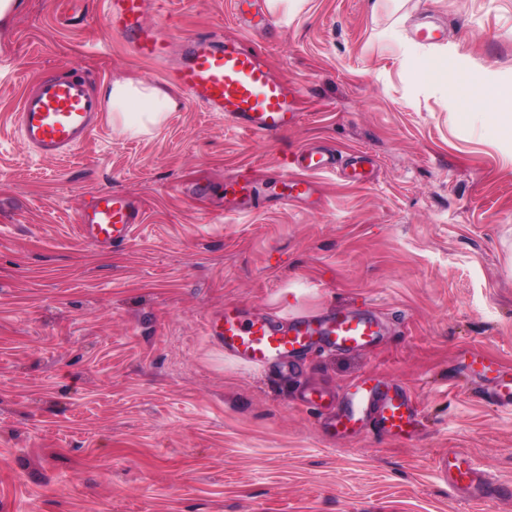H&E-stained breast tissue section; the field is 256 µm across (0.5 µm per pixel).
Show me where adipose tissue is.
Wrapping results in <instances>:
<instances>
[{"label": "adipose tissue", "instance_id": "adipose-tissue-1", "mask_svg": "<svg viewBox=\"0 0 512 512\" xmlns=\"http://www.w3.org/2000/svg\"><path fill=\"white\" fill-rule=\"evenodd\" d=\"M473 96L488 110L500 136L512 139V85H497L476 79ZM102 99L112 108V128L126 138L146 136L158 128L176 99L147 79L122 76L113 78L100 89Z\"/></svg>", "mask_w": 512, "mask_h": 512}]
</instances>
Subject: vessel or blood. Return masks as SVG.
Returning <instances> with one entry per match:
<instances>
[{
	"label": "vessel or blood",
	"instance_id": "vessel-or-blood-1",
	"mask_svg": "<svg viewBox=\"0 0 512 512\" xmlns=\"http://www.w3.org/2000/svg\"><path fill=\"white\" fill-rule=\"evenodd\" d=\"M146 5L147 0H103V19L137 57L164 64L169 60L173 37L162 27L146 22ZM169 79L191 99L209 111L222 113L225 120L246 133L280 135L300 120L296 89L275 75L257 50L224 41L214 33L185 38L181 58L172 66ZM104 110L85 75L47 74L26 85L14 111V123L35 154L60 157L88 141ZM336 163L333 153L315 147L294 154L279 177L280 202L308 198L312 192L310 175L336 171ZM143 221L144 213L133 198L100 189L84 203L76 227L85 242L107 250L126 244ZM205 332L218 337L225 352L265 367L279 365L289 355L317 346L340 351L374 347L382 336V326L373 315L335 309L324 316L292 319L282 328L270 318L228 304L219 315L206 320ZM461 366L489 385L495 403L512 404L511 368L481 352L465 354ZM368 419L374 420L385 435L409 439L419 429L420 412L404 387L365 375L339 396L325 427L333 437L350 438ZM441 471L451 486L470 490L476 499L486 498L480 472L469 458L448 455Z\"/></svg>",
	"mask_w": 512,
	"mask_h": 512
}]
</instances>
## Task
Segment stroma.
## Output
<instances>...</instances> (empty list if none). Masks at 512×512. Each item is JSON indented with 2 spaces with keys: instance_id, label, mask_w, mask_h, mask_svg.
I'll use <instances>...</instances> for the list:
<instances>
[{
  "instance_id": "stroma-1",
  "label": "stroma",
  "mask_w": 512,
  "mask_h": 512,
  "mask_svg": "<svg viewBox=\"0 0 512 512\" xmlns=\"http://www.w3.org/2000/svg\"><path fill=\"white\" fill-rule=\"evenodd\" d=\"M232 3L148 0L147 19L260 52L299 91L288 133L241 132L175 92L101 0H16L0 21V512H512V407L458 372L467 347L512 368V142L469 93L512 84V0H284L267 36ZM73 68L96 90L147 78L179 107L138 139L103 112L69 157H39L11 114L40 73ZM314 144L361 153L372 180L322 173L281 204L282 161ZM241 171L258 206L224 190ZM100 188L144 211L116 249L75 231ZM228 303L283 326L367 311L384 334L258 369L205 333ZM365 374L408 389L415 437L336 440L301 400ZM451 451L493 500L449 485Z\"/></svg>"
}]
</instances>
